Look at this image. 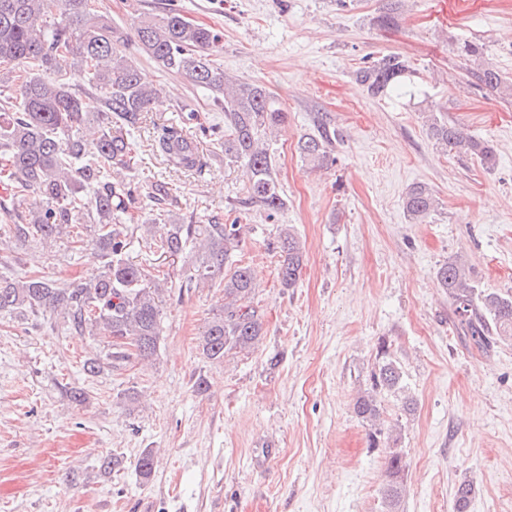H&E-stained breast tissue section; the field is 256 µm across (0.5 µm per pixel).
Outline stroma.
<instances>
[{
    "mask_svg": "<svg viewBox=\"0 0 512 512\" xmlns=\"http://www.w3.org/2000/svg\"><path fill=\"white\" fill-rule=\"evenodd\" d=\"M385 2L97 0L127 29L172 9L211 26L225 72L264 84L287 111L270 146L287 206L273 221L258 206L243 211L236 254L257 275L266 334L247 354L202 355L224 287H186L198 249L161 250L169 225L139 196L134 223L121 227L123 257L161 286L157 353L115 368L111 338L77 335L56 312L0 316V512H385L386 450L371 447L353 410L383 341L404 372V394L381 402L385 427L402 434L403 512H452L464 479L476 484L469 512H512V339L488 356L465 348L436 280L462 256L480 288L512 294V99L475 86L473 63L457 54L463 42L482 45L483 64L512 81V0H401L382 29L374 19ZM127 52L160 90L148 119L175 120L186 107L210 129L223 125V110L184 77L162 74L136 45ZM393 52L410 62L414 99L371 96L356 79ZM430 112L490 140L495 169L436 147ZM321 120L338 141L335 164L319 169L298 142ZM134 141L135 180L168 182L182 215L224 221L247 194L244 167L225 164L224 140L211 132L200 138L211 160L200 173L169 169L147 132ZM417 184L438 200L421 224L403 208ZM285 229L305 249L290 289L272 247ZM102 265L89 229L0 242V274L17 279L65 286ZM90 358L100 361L93 376L83 372ZM72 387L86 402L70 399ZM406 395L416 402L410 416ZM147 451L155 469L145 480L136 462Z\"/></svg>",
    "mask_w": 512,
    "mask_h": 512,
    "instance_id": "obj_1",
    "label": "stroma"
}]
</instances>
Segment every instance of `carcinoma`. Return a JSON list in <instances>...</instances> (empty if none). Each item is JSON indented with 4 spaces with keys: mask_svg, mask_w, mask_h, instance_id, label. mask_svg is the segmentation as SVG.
Segmentation results:
<instances>
[{
    "mask_svg": "<svg viewBox=\"0 0 512 512\" xmlns=\"http://www.w3.org/2000/svg\"><path fill=\"white\" fill-rule=\"evenodd\" d=\"M399 0H386L376 18L382 28L395 21ZM140 53L162 72L181 75L193 89L224 108V162H242L248 169L243 211L257 204L270 221L286 207L287 199L276 173L268 138L287 120V112L267 88L224 73L213 58L220 37L210 27L195 23L178 10L144 16L133 27ZM128 40L112 17L94 8V0H0V64L20 68L11 93L0 77V170L10 194L0 197V208L30 196L38 205L28 220L7 225L17 241L42 242L62 229L89 219L97 226V244L110 258L93 278L60 287L31 277H0V314H35L42 309L64 315L79 335L103 334L125 340L139 357L156 352L161 336L159 289L145 286L149 271L122 258L126 246L117 225L134 219L130 212L138 186L114 173L130 169L134 142L130 131L141 127L158 98L137 61L126 54ZM461 56L477 64L476 78L502 96H512V83L492 67L480 64L483 48L476 43L459 47ZM86 75L83 89L72 87L70 69ZM411 76L406 57L383 55L362 68L357 77L374 97L401 93ZM429 136L450 154L469 156L488 171L496 153L489 141L464 133L455 124L430 117ZM336 130L322 124L318 134L300 139L301 157L317 168L336 163ZM152 147L176 171H197L207 161L198 141L183 123L152 124ZM148 197L163 205L161 212L179 208L180 200L167 183L145 188ZM436 199L426 185L409 189L403 208L420 224L435 210ZM240 217L228 224H173L160 248L171 254L197 240L202 249L189 283L224 279V312L208 324L199 347L210 360L222 361L230 352H250L265 336L263 314L253 306L257 277L253 269L235 263L242 243ZM273 248L282 253L278 276L284 288L299 281L304 264L301 241L291 231L281 233ZM448 295L452 325L461 339L488 351L501 336L512 337V295L479 288L472 265L455 257L436 271ZM371 389L359 395L355 414L375 431L370 446L379 447V396L403 391V371L386 343L378 347V361L370 374ZM388 512H401L406 462L398 450L401 433L388 437ZM473 482L464 480L454 490L453 512H468Z\"/></svg>",
    "mask_w": 512,
    "mask_h": 512,
    "instance_id": "carcinoma-1",
    "label": "carcinoma"
}]
</instances>
